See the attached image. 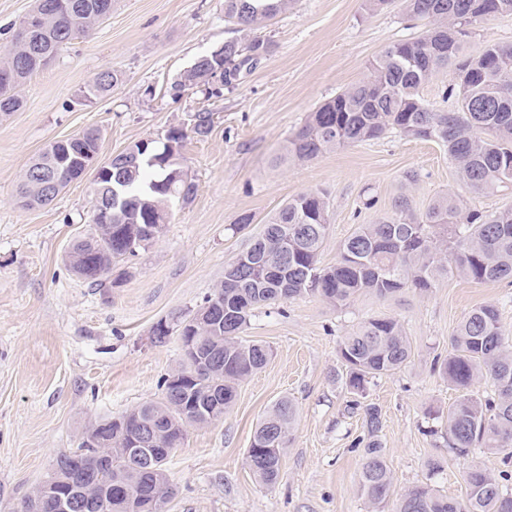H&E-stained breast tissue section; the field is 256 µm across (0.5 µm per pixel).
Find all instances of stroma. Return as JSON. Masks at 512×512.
Masks as SVG:
<instances>
[{
    "label": "stroma",
    "mask_w": 512,
    "mask_h": 512,
    "mask_svg": "<svg viewBox=\"0 0 512 512\" xmlns=\"http://www.w3.org/2000/svg\"><path fill=\"white\" fill-rule=\"evenodd\" d=\"M427 28L407 17L402 0L374 13L363 0H293L260 28L273 51L250 74L222 97L191 89L175 100L162 87L234 35L224 0H115L88 37L70 41L27 80L23 107L0 117V512H19L57 453L77 448L93 423L160 400L159 382L182 351L175 337L155 345V324L200 305L268 213L298 194L324 193L330 226L320 262L330 266L357 226L390 215L396 197L407 196L419 214L438 196L462 193L446 148L396 133L309 162L271 163L309 112L361 80L391 43ZM104 69L120 72L122 84L78 104L76 90ZM205 108L214 114L211 134L187 138L181 149L197 184L194 200L176 207L159 240L129 259L120 286L75 277L65 257L90 228L91 181L72 182L48 206L23 208L16 187L30 159L93 125L105 160ZM409 171L417 182L405 181ZM462 195L466 212L512 206L510 189ZM246 215L253 221L244 226ZM487 304L498 307L512 336V285L458 275L425 293L363 294L344 309L317 296L258 309L244 337L269 346L271 356L239 385L221 421L189 427L167 462L176 487L168 512H395L391 503L376 510L359 489L369 406L380 414L395 494L427 483L460 496L474 466L507 472L512 491V458L485 448L460 457L449 448L448 408L462 392L433 370L462 319ZM371 316L397 318L413 351L401 370L374 378L357 398L344 385L338 349ZM284 397L297 416L281 477L267 486L246 453L258 421ZM434 462L439 470H431Z\"/></svg>",
    "instance_id": "stroma-1"
}]
</instances>
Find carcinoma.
<instances>
[{
  "label": "carcinoma",
  "mask_w": 512,
  "mask_h": 512,
  "mask_svg": "<svg viewBox=\"0 0 512 512\" xmlns=\"http://www.w3.org/2000/svg\"><path fill=\"white\" fill-rule=\"evenodd\" d=\"M293 0H224V16L240 36L198 56L166 93L177 99L199 88L220 96L215 67H224V87L230 88L255 61L273 51V43L253 31L290 8ZM414 20H426L424 35L388 46L368 65L360 82L326 100L310 112L275 155L277 166L308 162L345 146L381 138L389 133L434 141L448 150L464 188L472 194L512 188V44L487 41L476 54L464 52L474 26L492 16L512 15V0H403ZM47 5L44 24L26 41H11L0 53V69L9 67L13 83L0 82V117L22 105L18 88L40 69L42 54H57L77 35H89L99 24L96 14L112 9L113 0H36ZM452 74L451 106H435L419 95L420 87L436 72ZM122 82L114 70L98 72L79 89L77 100L86 105L109 95ZM214 126L213 113L200 111L197 123L187 130L169 127L164 135L133 143L138 158L125 152L103 165L111 170L93 190L90 230L76 238L66 255L71 272L85 282L110 288L121 284L125 274L112 269L157 239L172 218L176 203L187 204L197 185L183 166L165 157L164 143L179 145L194 135L207 137ZM81 141L63 145L56 140L35 155L21 174L17 198L32 209L51 204L33 173L50 181L67 183L82 178L84 161L100 154V130L91 126ZM460 199L449 194L434 200L420 215L406 198L394 203L390 216L361 224L340 245V257L332 266L320 265L330 214L326 197L318 191L301 193L276 209L264 221L262 232L251 246L224 266L222 279L199 306L224 302V314L196 325L198 349L222 360L217 368L191 383L194 395L216 389L224 399L210 412L196 414L179 406L169 393V377L161 379L162 399L142 403L124 414L125 433L139 419H153L158 430L181 431L190 425H207L224 418L234 404L238 386L268 361L270 350L247 342L241 333L253 313L261 308L306 296H319L336 308L361 294L386 298L408 288L426 292L439 277L456 273L484 282L512 283V207L494 212L472 211L458 221ZM502 333L499 311L483 305L468 313L451 338V350L442 375L458 389H469L485 378L494 394H466L448 408V447L458 456L473 448H512V349ZM346 366L345 386L354 395L366 394L371 379L405 366L411 342L399 320L371 317L340 344ZM297 409L283 397L262 418L253 432L254 447L247 450L249 469L261 483L275 484L281 473L285 448ZM368 441L364 445L359 486L374 505L393 494L391 470L381 444L375 439L380 415L366 409ZM118 425L112 435L95 440L84 436L74 451L55 458L47 481L58 489L72 477L70 460L107 457L99 472V491L86 499L83 512H128L129 505L112 495L115 484H134L144 493L162 490L154 512H166L175 495L166 465L154 470L133 461L120 450ZM508 475L495 476L484 469L468 471L465 491L448 497L429 485L407 491L397 501L396 512H512V492L503 485Z\"/></svg>",
  "instance_id": "cac0c4a2"
}]
</instances>
